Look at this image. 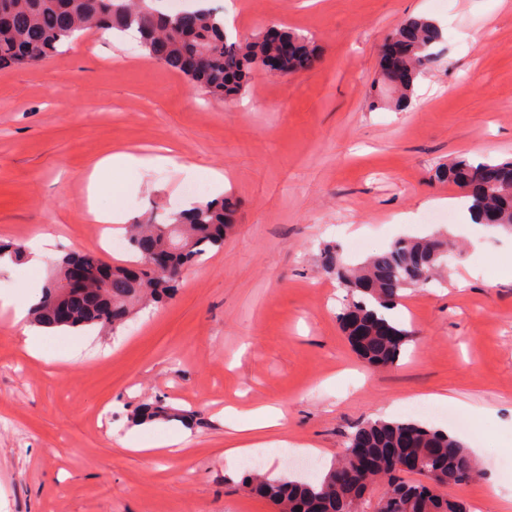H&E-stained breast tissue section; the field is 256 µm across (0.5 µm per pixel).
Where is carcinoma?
<instances>
[{
	"label": "carcinoma",
	"mask_w": 512,
	"mask_h": 512,
	"mask_svg": "<svg viewBox=\"0 0 512 512\" xmlns=\"http://www.w3.org/2000/svg\"><path fill=\"white\" fill-rule=\"evenodd\" d=\"M139 34L141 48L164 66L183 74L189 84L226 101L242 94L248 76L272 45L259 36L254 40L232 36L225 31L220 13L198 8L190 31L179 15L159 13L149 0H9L0 11V65L28 66L44 62L65 45L82 36L103 33ZM409 48V68L420 74L433 57L432 48L442 41L441 30L427 18H411L391 31ZM281 39L297 45L293 70L308 69L315 58L309 37L281 28ZM414 83L394 94L379 88L376 103L401 112L408 108ZM485 163L457 158L436 170L437 177L465 190L476 220L496 214L498 225L512 228V161L495 163L500 183L487 187L479 178ZM177 224L181 233L173 238L169 228ZM234 224L233 208L224 197L194 202L169 218L167 223L130 224L126 238L131 259L115 266L106 288L91 289L82 299L63 301L60 281L66 276L65 257L56 264L51 285L34 306L32 321L41 327L94 328L117 333L137 307L156 305L170 295L187 265L199 263L209 250L224 245V235ZM182 242L185 250L174 257L173 267L161 273L148 272L139 282L124 270L141 263L153 250ZM447 263L445 243L437 237L400 239L388 249L350 269L334 248L321 251L325 272L341 276L347 292L339 319L344 331L360 342L358 355L374 367L396 362L409 341L410 332L388 311L394 308L406 287L422 286L433 280L436 270ZM67 303L66 320L57 308ZM160 402L141 407L137 420L152 421L166 416ZM346 446L363 448L383 466L380 484L376 475H366L340 454L319 479L304 476L274 478L254 468L245 485L256 496L270 502L275 512H364L368 495L377 493L373 512H470L459 498L419 493L422 484H412L391 469L393 459L408 450L422 459L417 471L424 481L437 486L465 485L480 475L475 458L456 436L415 421L375 420L357 428ZM301 510H296V507Z\"/></svg>",
	"instance_id": "carcinoma-1"
}]
</instances>
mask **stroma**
<instances>
[{
	"label": "stroma",
	"instance_id": "1",
	"mask_svg": "<svg viewBox=\"0 0 512 512\" xmlns=\"http://www.w3.org/2000/svg\"><path fill=\"white\" fill-rule=\"evenodd\" d=\"M209 2L241 36L270 23L311 36L315 64L286 78L253 72L233 102L202 98L125 35L0 70V239L41 257L0 270V295L45 286L67 253L127 259L103 246L88 201L130 224L164 218L215 198V170L239 213L176 296L117 335L51 331L35 358L0 308V512H272L242 483L248 458L225 453L227 406L240 420L284 410L261 463L277 476L304 462L321 475L369 421L449 431L482 477L446 495L496 512L488 479L512 501L502 463L512 456V281L498 278L512 231L466 222L461 190L433 173L459 156L512 160V0ZM414 17L434 20L443 40L406 111L371 109L382 42ZM118 150L174 161L107 175L90 196L92 163ZM429 235L447 241L448 267L401 297L395 317L412 340L398 362L368 368L342 330L345 292L320 251L357 264ZM436 394L462 403L459 424ZM158 400L169 417L136 422ZM183 427L188 443L151 462L122 444Z\"/></svg>",
	"mask_w": 512,
	"mask_h": 512
}]
</instances>
